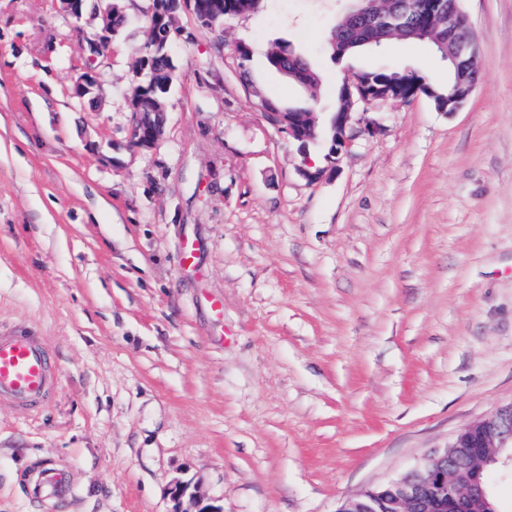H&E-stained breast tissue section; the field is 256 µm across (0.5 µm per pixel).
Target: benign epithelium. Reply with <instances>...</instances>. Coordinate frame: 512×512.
<instances>
[{
    "instance_id": "obj_1",
    "label": "benign epithelium",
    "mask_w": 512,
    "mask_h": 512,
    "mask_svg": "<svg viewBox=\"0 0 512 512\" xmlns=\"http://www.w3.org/2000/svg\"><path fill=\"white\" fill-rule=\"evenodd\" d=\"M398 0H350L351 11L344 21L350 24L373 18L382 13L399 11ZM454 7L447 9L442 0H425L423 23L429 27L448 26V19L458 13ZM60 8L77 20L88 14L100 20L99 32L88 40L87 65L74 87V96L82 101L95 99L99 84L94 63L107 57L112 44V12L115 0H59ZM442 57L455 69V92L448 97L444 111L452 113L464 105L476 85V69L457 66L460 55L472 49L458 42L455 35L438 41ZM347 106L330 119L329 134L325 144L336 145L335 156H340L349 146V130L353 121L355 100L365 101L364 86L358 77L344 82ZM277 118L272 123L288 139L298 144L300 152H306L307 144L316 138V113L271 112ZM165 113L138 112L132 127L131 140L137 147H152L163 135ZM504 448H512V404L498 409L494 414L471 425L466 434L443 450L436 449L424 455L418 466L375 488H366L343 499L336 512H471L474 501L487 500L485 468L496 461V454ZM190 484L176 481L171 486L174 502L172 512H185L181 504L189 497L192 512H220L216 506L189 492Z\"/></svg>"
}]
</instances>
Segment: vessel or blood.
I'll use <instances>...</instances> for the list:
<instances>
[{
    "label": "vessel or blood",
    "mask_w": 512,
    "mask_h": 512,
    "mask_svg": "<svg viewBox=\"0 0 512 512\" xmlns=\"http://www.w3.org/2000/svg\"><path fill=\"white\" fill-rule=\"evenodd\" d=\"M58 382L49 347L43 336L17 326L0 330V403L9 404L20 417L37 412L50 398ZM25 491L38 501L71 497L67 466L61 462L41 465Z\"/></svg>",
    "instance_id": "b4317fda"
}]
</instances>
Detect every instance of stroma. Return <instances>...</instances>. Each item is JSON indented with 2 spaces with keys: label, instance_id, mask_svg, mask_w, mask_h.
Instances as JSON below:
<instances>
[{
  "label": "stroma",
  "instance_id": "35a3bbf8",
  "mask_svg": "<svg viewBox=\"0 0 512 512\" xmlns=\"http://www.w3.org/2000/svg\"><path fill=\"white\" fill-rule=\"evenodd\" d=\"M150 3L124 0L82 103L95 22L0 0V327L44 336L59 373L29 418L0 405V512H171L176 479L221 512H336L512 404V0H460L479 73L458 111L357 104L314 183L237 44L251 86L323 121L365 71L446 86L434 45L332 60L346 0H266L220 38L182 12L165 135L140 148L128 95ZM277 39L319 72L317 100L268 64ZM61 460L72 498L28 499L22 479Z\"/></svg>",
  "mask_w": 512,
  "mask_h": 512
}]
</instances>
